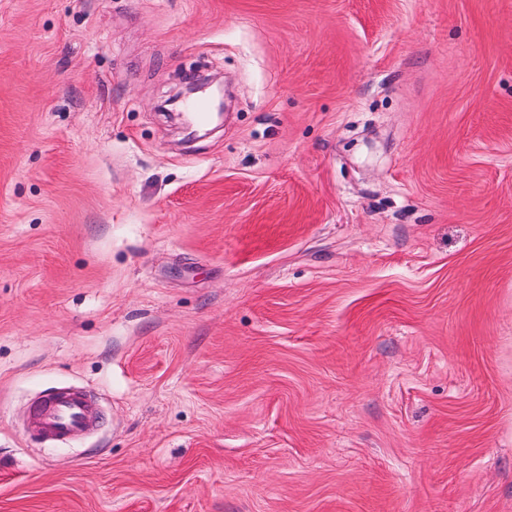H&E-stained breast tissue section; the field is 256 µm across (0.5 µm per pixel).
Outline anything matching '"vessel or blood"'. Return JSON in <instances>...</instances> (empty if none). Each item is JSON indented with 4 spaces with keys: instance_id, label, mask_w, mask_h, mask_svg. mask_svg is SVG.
<instances>
[{
    "instance_id": "vessel-or-blood-1",
    "label": "vessel or blood",
    "mask_w": 512,
    "mask_h": 512,
    "mask_svg": "<svg viewBox=\"0 0 512 512\" xmlns=\"http://www.w3.org/2000/svg\"><path fill=\"white\" fill-rule=\"evenodd\" d=\"M93 400L88 391L57 389L44 395L34 412V428L65 442L93 428Z\"/></svg>"
}]
</instances>
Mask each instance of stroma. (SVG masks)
Returning <instances> with one entry per match:
<instances>
[{
    "label": "stroma",
    "mask_w": 512,
    "mask_h": 512,
    "mask_svg": "<svg viewBox=\"0 0 512 512\" xmlns=\"http://www.w3.org/2000/svg\"><path fill=\"white\" fill-rule=\"evenodd\" d=\"M0 512H512V0H0ZM95 425L93 400L87 390H52L34 412V428L58 442L88 432Z\"/></svg>",
    "instance_id": "35a3bbf8"
}]
</instances>
